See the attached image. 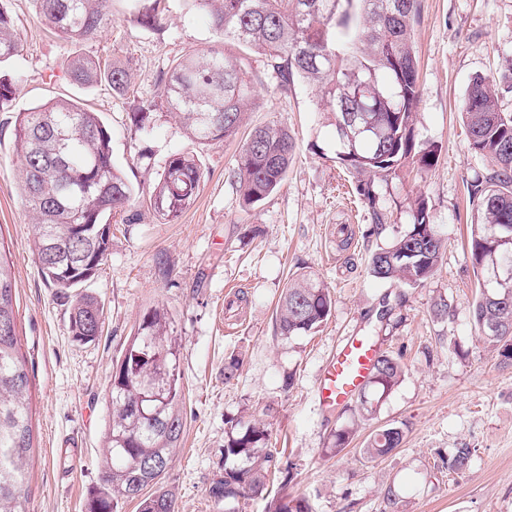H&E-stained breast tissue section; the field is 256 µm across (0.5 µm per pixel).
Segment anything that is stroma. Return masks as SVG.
Segmentation results:
<instances>
[{"label":"stroma","mask_w":512,"mask_h":512,"mask_svg":"<svg viewBox=\"0 0 512 512\" xmlns=\"http://www.w3.org/2000/svg\"><path fill=\"white\" fill-rule=\"evenodd\" d=\"M153 5L162 25L148 29L136 9ZM10 7L23 51L0 63V73L19 80L12 111L0 112V255L14 277L30 377V512H85L101 483L112 365L141 313L158 304L175 321L186 394L183 440L163 478L176 512H267L262 497L218 504L209 496L224 472L225 431L237 421L268 427L278 466L293 468L286 494L309 499L314 512H382L389 490L400 512H512V366L501 365L474 327L479 276L465 243L468 187L489 164L469 150L461 116L479 75L493 79L500 108L512 112V0H421L414 133L417 145L437 146L439 159L431 169L409 164L375 180L372 208L354 196L355 175L310 148L334 136L316 88L297 78L280 89L254 53L240 64L257 96L235 137L195 144L163 108L149 133L130 128L129 112L160 100L162 73L216 40L208 16L186 0H109L101 34L80 43L38 22L33 0ZM79 55L126 67L127 90L75 83L69 63ZM56 99L98 113L112 134L115 166L137 189L127 212L111 217L110 253L84 288L104 309L101 336L86 344L72 339L70 305L33 253L14 148L17 113ZM270 122L293 135L295 154L281 186L248 208L230 172L247 134ZM175 151L196 155L202 180L194 205L169 223L151 206L149 184ZM420 201L447 242L435 275L419 288L376 279L371 254L407 229ZM377 212L383 229L373 235ZM300 272L330 288L334 306L317 333L285 338L275 333L277 305ZM440 302L447 317L434 314ZM352 335L403 356L402 381L369 421L357 418L355 400L328 409L317 396L327 363ZM234 354L242 366L228 383L224 361ZM390 426L404 429L401 447L366 459L370 434ZM338 427L352 429L353 439L334 455L326 446ZM462 447L473 451L471 466L449 476L441 458Z\"/></svg>","instance_id":"35a3bbf8"}]
</instances>
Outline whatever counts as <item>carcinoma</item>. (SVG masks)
Here are the masks:
<instances>
[{"instance_id":"1","label":"carcinoma","mask_w":512,"mask_h":512,"mask_svg":"<svg viewBox=\"0 0 512 512\" xmlns=\"http://www.w3.org/2000/svg\"><path fill=\"white\" fill-rule=\"evenodd\" d=\"M10 0H0V62L22 52ZM36 19L65 41L98 37L106 23V0H33ZM208 14L217 35L207 50L183 57L167 74L163 101H149L128 114L132 127L146 132L158 105L180 119L188 137L207 145L233 138L254 96L252 81L226 52L227 45L267 59L279 87L298 77L319 89L326 120L335 128L334 159L365 177L357 191L374 207L372 183L396 173L407 162L431 169L438 149H416L413 133L419 101L418 59L413 26L420 0H189ZM70 77L81 85L106 80L115 91L127 88L124 68L77 57ZM17 83L0 76V112H10ZM469 147L491 169L471 184L476 214L469 225L473 265L487 272L491 257L512 269V113L502 111L493 81L474 78L462 108ZM15 149L23 177L21 192L35 214L33 251L44 279L69 300V329L74 340L94 341L102 332V308L75 290L92 280L112 246L108 216L124 211L133 186L112 161V137L100 116L79 103L57 100L18 113ZM296 142L276 125L254 128L242 145L233 177L243 201L256 204L283 182ZM202 173L195 156L175 151L152 184L155 211L178 219L195 202ZM445 241L430 223L423 202L415 204L413 222L390 244L373 253L370 272L418 288L431 279ZM15 292L10 266L0 259V512H28L25 486L33 448L30 378L19 353ZM325 285L311 274L288 283L276 314L279 335L318 331L332 310ZM475 328L483 344L497 351L500 363L512 365V279L472 304ZM174 319L162 306L143 311L120 360L112 368L109 421L104 433L102 486L93 491L86 512H119V501L135 499V490L154 491L140 502L141 512H171L173 493L159 486L170 468L184 432L185 390ZM403 375L401 357L377 354L361 387L357 413L373 416ZM399 426L370 437L366 458L383 457L399 448ZM352 440L349 428L331 433V449L341 452ZM268 430L259 423L236 424L224 439V476L210 487L216 501L263 495L273 455ZM472 449L456 448L443 461L448 473L463 474ZM161 470H147L152 464ZM140 481L134 488L133 482ZM271 512H312L305 498L274 499Z\"/></svg>"}]
</instances>
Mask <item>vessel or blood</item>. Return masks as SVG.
Instances as JSON below:
<instances>
[{"mask_svg":"<svg viewBox=\"0 0 512 512\" xmlns=\"http://www.w3.org/2000/svg\"><path fill=\"white\" fill-rule=\"evenodd\" d=\"M376 356L369 342L352 338L336 352L319 386V398L325 406L333 407L353 398L367 380Z\"/></svg>","mask_w":512,"mask_h":512,"instance_id":"1","label":"vessel or blood"}]
</instances>
